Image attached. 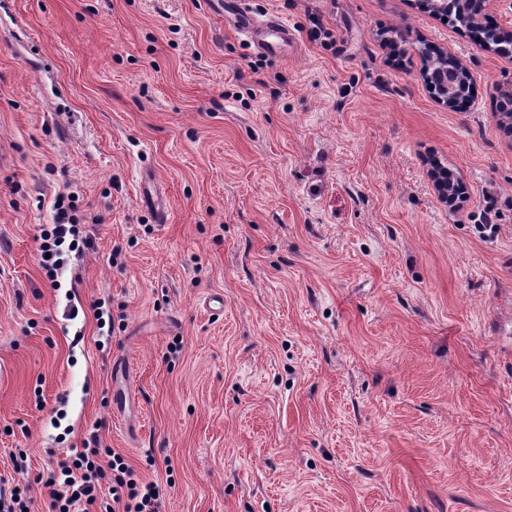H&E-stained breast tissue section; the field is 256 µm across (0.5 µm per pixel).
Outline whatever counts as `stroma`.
<instances>
[{
	"label": "stroma",
	"mask_w": 512,
	"mask_h": 512,
	"mask_svg": "<svg viewBox=\"0 0 512 512\" xmlns=\"http://www.w3.org/2000/svg\"><path fill=\"white\" fill-rule=\"evenodd\" d=\"M248 3L287 57L223 0H0V476L54 512L94 431L165 512H512V55L420 0ZM231 14L235 29L247 36L257 50L268 57H280L288 54L293 43V34L288 24L276 16L258 19L247 7L245 0H230ZM431 65L433 67L431 81L434 82V85L436 86V90L439 94L443 95L445 90L435 82L436 81L435 80L436 73L439 72L440 70H442V68L448 67V69L452 68L462 74L463 78L458 85L457 96L460 101L468 100L470 88L472 85V80H471V77L469 74H466L463 71L459 70L456 62L453 60H450L449 58H446V59L445 58H436L435 60L432 61Z\"/></svg>",
	"instance_id": "35a3bbf8"
}]
</instances>
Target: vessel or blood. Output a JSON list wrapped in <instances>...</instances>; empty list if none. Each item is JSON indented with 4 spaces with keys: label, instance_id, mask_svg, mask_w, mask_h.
<instances>
[{
    "label": "vessel or blood",
    "instance_id": "b4317fda",
    "mask_svg": "<svg viewBox=\"0 0 512 512\" xmlns=\"http://www.w3.org/2000/svg\"><path fill=\"white\" fill-rule=\"evenodd\" d=\"M231 20L235 29L247 36L257 50L269 57L287 55L293 34L286 22L276 16L258 19L246 0H231Z\"/></svg>",
    "mask_w": 512,
    "mask_h": 512
}]
</instances>
